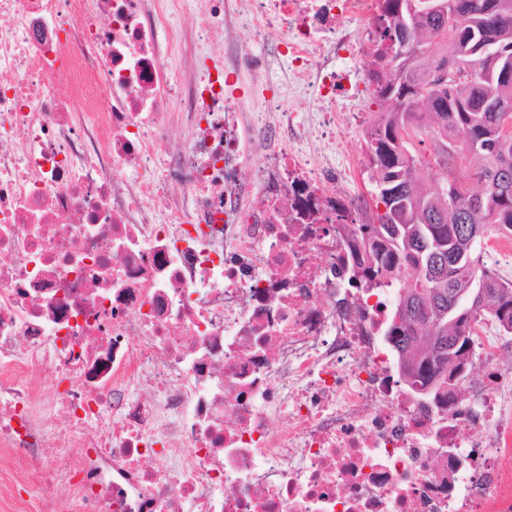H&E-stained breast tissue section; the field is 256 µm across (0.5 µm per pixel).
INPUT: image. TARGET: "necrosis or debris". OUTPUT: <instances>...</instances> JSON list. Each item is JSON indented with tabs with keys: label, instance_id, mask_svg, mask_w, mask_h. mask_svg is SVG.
<instances>
[{
	"label": "necrosis or debris",
	"instance_id": "4bbe7bcc",
	"mask_svg": "<svg viewBox=\"0 0 512 512\" xmlns=\"http://www.w3.org/2000/svg\"><path fill=\"white\" fill-rule=\"evenodd\" d=\"M380 5L0 0V447L49 489L0 512H512V335L429 404L351 282L330 62ZM274 27L308 116L224 88Z\"/></svg>",
	"mask_w": 512,
	"mask_h": 512
}]
</instances>
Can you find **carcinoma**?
Masks as SVG:
<instances>
[{
    "mask_svg": "<svg viewBox=\"0 0 512 512\" xmlns=\"http://www.w3.org/2000/svg\"><path fill=\"white\" fill-rule=\"evenodd\" d=\"M376 24L383 45L369 105L381 112L362 139L384 210L355 225V278L370 290L398 286L385 336L403 377L418 395L451 403L476 351L472 325L490 319L512 330V281L482 252L489 236L512 234V131L506 113L490 109L493 99L512 109V0H383ZM460 58L467 75L434 86L432 69ZM410 129L435 141L453 183L418 187ZM466 165L479 187L457 175Z\"/></svg>",
    "mask_w": 512,
    "mask_h": 512,
    "instance_id": "cac0c4a2",
    "label": "carcinoma"
}]
</instances>
